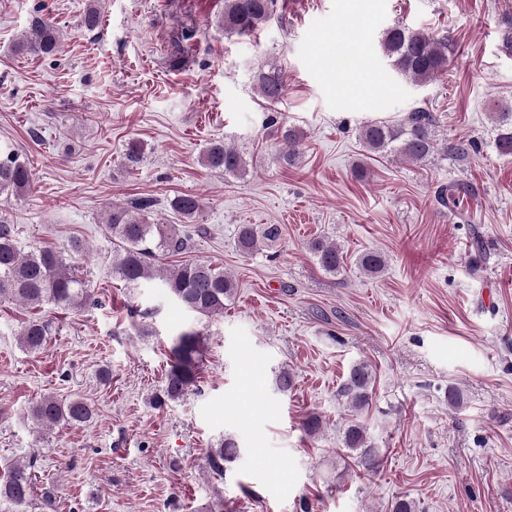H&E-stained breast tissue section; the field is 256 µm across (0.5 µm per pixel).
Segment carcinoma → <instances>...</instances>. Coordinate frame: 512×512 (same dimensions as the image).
Instances as JSON below:
<instances>
[{"instance_id":"cac0c4a2","label":"carcinoma","mask_w":512,"mask_h":512,"mask_svg":"<svg viewBox=\"0 0 512 512\" xmlns=\"http://www.w3.org/2000/svg\"><path fill=\"white\" fill-rule=\"evenodd\" d=\"M276 7L277 0H224V32L250 36L273 19ZM380 45L395 71L415 84L432 81L453 66L446 36L436 39L423 31L398 25L383 32ZM60 47L61 32L50 18L35 19L17 45L19 51L34 56L53 55ZM285 86V72L277 65H269L258 75V93L268 103L278 102ZM494 123L496 151L502 156L512 155V108L495 106ZM438 128L435 113L416 108L396 124L375 121L363 124L359 138L369 152L393 154L415 164L430 159L440 149L458 156L468 155L472 142L454 138L442 142ZM276 132L280 143L278 161L285 166L296 164L301 132L293 126H279ZM142 161V145L130 142L125 152L126 166L134 169ZM201 164L229 175L244 174L249 166L244 153L221 140L209 144L201 155ZM31 187L28 162L11 149H0V193L19 197ZM467 193L468 186L452 184L440 188L438 197L453 209ZM170 207L192 222L200 214L201 201L194 194H183L172 199ZM151 208L152 201L137 199L128 208L115 205L106 213L105 224L112 235V273L125 286L134 288L157 278L168 296L186 311L207 319L224 316V302L235 294L232 276L223 268L201 260L166 266L163 259L189 249L191 234L175 224L151 222ZM280 237L281 229L277 224H240L237 227V244L244 253L270 248ZM310 251L318 267L326 273L335 274L344 266L343 252L332 241L315 239L310 243ZM483 263V236L476 231L471 265L477 271ZM358 265L366 273L375 275L385 268L386 261L382 252L371 250L360 255ZM5 300L28 309L38 310L45 304H52L63 311H75L94 298L60 252L48 247L25 250L16 239L11 220L0 211V302ZM53 330L52 321L34 316L21 325L17 336L22 348L35 352L43 348ZM200 357L199 333L194 330L181 333L171 348V365L162 395L156 397V406L161 408L169 401L178 400L196 386ZM371 384L369 364L359 361L350 366L340 392L351 411L358 412L369 405ZM94 413L95 408L78 396L63 400L53 394L40 397L29 410L31 419L45 430L61 423H85ZM343 445L352 452L351 458L358 470L366 475L377 472L379 449L372 447L366 427L360 421L352 420L347 424L343 430ZM239 454L240 448L231 438L209 449L207 466L213 477H222L224 465L233 462ZM34 468V458L26 451L7 464L0 474V512H28Z\"/></svg>"}]
</instances>
